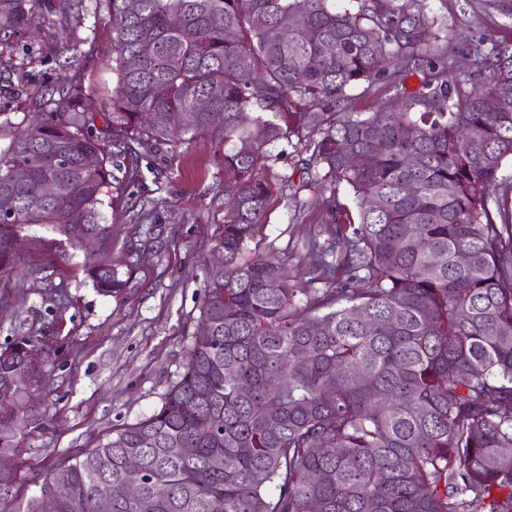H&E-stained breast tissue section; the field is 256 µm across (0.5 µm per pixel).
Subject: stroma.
<instances>
[{
  "mask_svg": "<svg viewBox=\"0 0 512 512\" xmlns=\"http://www.w3.org/2000/svg\"><path fill=\"white\" fill-rule=\"evenodd\" d=\"M421 7L448 47L452 74L473 72L471 43H512V21L494 0H422ZM32 11L31 29L0 39L1 146L14 126L50 112L47 90L69 47L82 54L72 75L89 93V107H97L102 86L112 80L104 0H33ZM270 152L272 195L249 250L276 251L293 268L310 230L330 236L331 217L323 207L294 214L279 177L298 152L285 140ZM141 153L143 183L109 192L102 208L112 221L113 255L126 264L121 295L98 293L83 272V252L42 229L30 232L11 270L0 274V346L29 337L54 365L37 418L18 438L17 497L1 503L0 512H17L52 463L149 416L182 371L204 299L207 244L224 223V186L234 175L207 136L176 149L152 142ZM148 199L155 205L145 221L140 214Z\"/></svg>",
  "mask_w": 512,
  "mask_h": 512,
  "instance_id": "stroma-1",
  "label": "stroma"
}]
</instances>
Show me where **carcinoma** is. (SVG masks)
Here are the masks:
<instances>
[{
  "label": "carcinoma",
  "mask_w": 512,
  "mask_h": 512,
  "mask_svg": "<svg viewBox=\"0 0 512 512\" xmlns=\"http://www.w3.org/2000/svg\"><path fill=\"white\" fill-rule=\"evenodd\" d=\"M29 2L0 0V35L28 25ZM418 2L107 0L108 143L82 84L60 75L48 117L0 148V197L13 208L0 273L35 226L74 250L93 234L84 272L120 295L103 196L144 179L135 145L198 135L224 143L235 173L213 239L224 269H208L199 323L210 333L192 334L161 405L58 460L17 512H41L47 491L55 512H102L132 464L140 494L109 512H512V209L492 197L512 193L499 178L512 160V44L474 49L479 83L450 77ZM381 81L405 108L352 111L349 91ZM209 96L224 109L198 110ZM169 112L189 115L186 126L168 125ZM293 137L308 158L300 183L280 177L288 206H326L336 223L332 241L309 237L299 258L324 283L302 299L275 252L247 255L272 192L268 148ZM19 166L28 178L13 184ZM35 348L19 338L0 349V452L44 384L50 360L35 364ZM19 481V466L0 471V501Z\"/></svg>",
  "instance_id": "cac0c4a2"
}]
</instances>
